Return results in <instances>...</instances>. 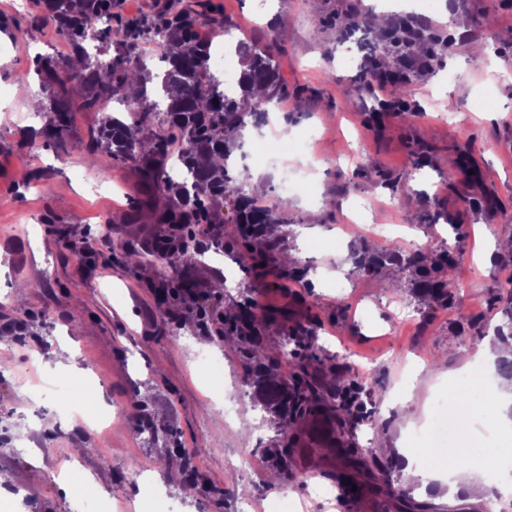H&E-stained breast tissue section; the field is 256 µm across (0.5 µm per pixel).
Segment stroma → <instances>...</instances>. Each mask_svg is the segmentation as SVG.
Listing matches in <instances>:
<instances>
[{
    "mask_svg": "<svg viewBox=\"0 0 512 512\" xmlns=\"http://www.w3.org/2000/svg\"><path fill=\"white\" fill-rule=\"evenodd\" d=\"M192 16H207L236 39L268 49L279 70L281 117L291 139L311 127L319 138L297 167L309 171L311 192H283V168L265 161L256 173L262 202L289 200L283 240L296 253L300 281L280 288L257 280L241 258L235 227L215 248L200 232L189 275L210 292V311L224 314L252 298L285 310L264 336L279 358V376L295 364L329 358L345 377L369 383L364 418L354 430L333 421L337 438L360 457L314 443L297 452L294 476L269 481L267 453L278 439L272 414L257 406L238 347L204 331L188 304L171 300L161 316L154 290L171 268L147 261L148 238L159 234L151 213L124 218L142 196L136 167L100 153L89 166L84 145L98 112L74 110L65 143L45 140L47 112L29 111L14 93L19 73L48 98L30 66L36 56L73 59L40 0H0V329L17 325L0 343V512H405L397 494H366L344 505L316 498L317 484L335 486L337 473L361 485H381L375 457L382 445L405 447L463 373L481 357L483 336L504 324L512 300V262L484 266L490 240L512 238V0H429L427 17L448 36L428 67L413 72L408 93L372 91L363 81L374 43L384 31L356 33L351 18L375 19L365 0H181ZM465 17L451 26L447 13ZM469 149L484 170L474 185L448 161ZM27 180H19L20 170ZM416 185L414 194L393 180ZM363 223L346 226L349 212ZM85 235L92 257L67 241ZM377 248L448 255L459 289L437 304L411 294L407 272L391 267L385 281L367 276L337 295L334 278L355 266L353 251ZM39 289H32V282ZM310 324L291 342L288 325ZM220 358L225 384H211L200 359ZM409 391H401L405 378ZM235 399L233 422L224 397ZM33 427L19 442V421ZM512 448V425L490 405L464 412L452 446L467 463L479 432ZM80 456H73V449ZM186 450L204 492H186L165 466ZM251 488L242 497L240 486ZM425 512H504L482 497L463 501L446 485L414 492Z\"/></svg>",
    "mask_w": 512,
    "mask_h": 512,
    "instance_id": "35a3bbf8",
    "label": "stroma"
}]
</instances>
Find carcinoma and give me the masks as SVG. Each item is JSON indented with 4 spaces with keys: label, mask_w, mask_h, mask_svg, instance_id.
<instances>
[{
    "label": "carcinoma",
    "mask_w": 512,
    "mask_h": 512,
    "mask_svg": "<svg viewBox=\"0 0 512 512\" xmlns=\"http://www.w3.org/2000/svg\"><path fill=\"white\" fill-rule=\"evenodd\" d=\"M43 2L81 62L80 67L71 64L64 72L49 57L36 61L35 74L43 87L53 92L44 136L56 142L65 138L70 130L72 90L82 88L78 107L86 112L105 113L89 133L85 146L88 162L97 164L103 151L135 162L141 168L142 185L148 189V197L127 213L126 223H139L147 208L154 211L156 223L165 225L168 235L175 234L182 225L203 224L206 232L215 236L221 225L234 224L237 244L250 253L262 274L267 275L274 268L281 281L298 278L295 271L281 263L286 246L267 236L270 227L285 223L279 205H253L244 192L252 173L247 168L232 170L226 148V143L239 139L251 118L259 113L252 98L253 87H263L269 103L281 98L279 74L268 50L257 44L248 50L242 43L236 45L237 52H246V62L236 91L228 94L211 70L210 44L194 34L198 18L176 9L180 0H170L172 17L153 25L138 21L112 24V0ZM142 39L155 41L167 63L155 87L157 100L148 105L145 101L151 76L145 64L132 57L133 48ZM114 100L137 105L133 121L109 113ZM176 142L181 147V162L188 170V177L180 180L167 171ZM388 262L403 263L419 297L443 302L455 289L449 277L452 262L440 259L429 264L421 252L406 257L386 249L356 260L358 266L372 274ZM221 319L222 334L235 336L241 343L250 389L283 412L279 431L285 440L268 449V453L279 474L286 477L291 467V450L286 441L288 419L329 406V399L343 390L345 376L338 367L323 361L312 372L303 362L291 378L276 384L272 375L277 358L266 351L260 331L274 316L259 302L247 299Z\"/></svg>",
    "instance_id": "cac0c4a2"
}]
</instances>
